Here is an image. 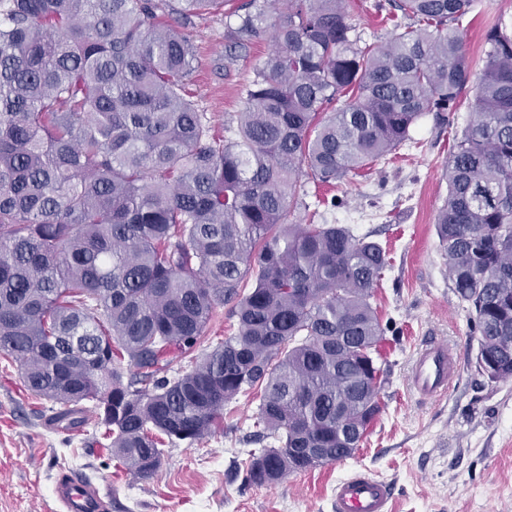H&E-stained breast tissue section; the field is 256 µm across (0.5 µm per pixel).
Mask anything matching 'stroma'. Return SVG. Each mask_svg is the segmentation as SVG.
<instances>
[{
	"label": "stroma",
	"mask_w": 512,
	"mask_h": 512,
	"mask_svg": "<svg viewBox=\"0 0 512 512\" xmlns=\"http://www.w3.org/2000/svg\"><path fill=\"white\" fill-rule=\"evenodd\" d=\"M512 18V0H479L461 25L475 69H482L484 36L500 17ZM225 17L215 11L195 21L192 90L216 128L243 111L245 88L268 46L261 43L225 68ZM464 95L453 128L421 117L411 144L363 173L329 187L301 180L307 204L301 222L334 224L350 217L358 235L385 249L389 267L372 299L387 328L390 364L380 392L382 412L359 450L341 464L288 475L272 487L243 480L247 436L258 398L238 396L212 436L163 449L156 474L141 480L111 467L103 429L78 432L45 422V401L26 390L14 363L0 358V512H56L53 481L63 469L99 482L110 512H330L340 478L360 470L387 483L394 512H512V379L492 382L475 367L470 306L455 292L439 247L435 216L448 194L443 177L453 132L471 120ZM448 344L459 376L446 396L422 399L408 384L417 350L431 339Z\"/></svg>",
	"instance_id": "obj_1"
}]
</instances>
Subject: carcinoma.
Segmentation results:
<instances>
[{
    "instance_id": "cac0c4a2",
    "label": "carcinoma",
    "mask_w": 512,
    "mask_h": 512,
    "mask_svg": "<svg viewBox=\"0 0 512 512\" xmlns=\"http://www.w3.org/2000/svg\"><path fill=\"white\" fill-rule=\"evenodd\" d=\"M230 0H0V356L57 417L112 418L116 467L151 478L164 439L199 441L259 399L245 478L294 448L351 457L382 411L385 250L341 224H293L299 179L340 181L411 140L426 112L472 119L436 215L491 381L512 378V32L475 74L459 23L477 0H243L224 38L271 49L226 137L190 88L195 18ZM253 280L249 291L242 282ZM238 334L196 357L216 309ZM355 18L360 24V29H362L366 34L369 35L374 32L377 39L381 41H385L389 38L392 25L382 22L380 17H375L367 12H361L356 13Z\"/></svg>"
}]
</instances>
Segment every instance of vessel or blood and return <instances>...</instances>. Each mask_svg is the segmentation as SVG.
<instances>
[{"label": "vessel or blood", "mask_w": 512, "mask_h": 512, "mask_svg": "<svg viewBox=\"0 0 512 512\" xmlns=\"http://www.w3.org/2000/svg\"><path fill=\"white\" fill-rule=\"evenodd\" d=\"M457 373V363L447 344L431 341L413 360L409 382L424 397L447 395ZM53 498L60 512H108L109 499L101 486L82 475L59 473ZM388 485L376 477L354 472L339 480L331 497V512H390Z\"/></svg>", "instance_id": "obj_1"}]
</instances>
